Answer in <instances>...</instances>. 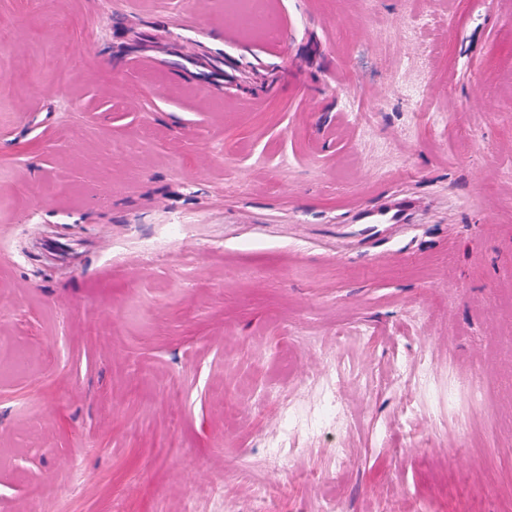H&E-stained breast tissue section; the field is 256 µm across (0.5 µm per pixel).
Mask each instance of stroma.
I'll return each instance as SVG.
<instances>
[{
    "label": "stroma",
    "mask_w": 512,
    "mask_h": 512,
    "mask_svg": "<svg viewBox=\"0 0 512 512\" xmlns=\"http://www.w3.org/2000/svg\"><path fill=\"white\" fill-rule=\"evenodd\" d=\"M268 6L0 0V512H512V0ZM237 3L245 5L244 19L252 29L271 33L276 28L273 16L266 10L263 0H238ZM419 207L420 203L413 198H397L381 209L361 213L359 221L362 224H405Z\"/></svg>",
    "instance_id": "1"
}]
</instances>
